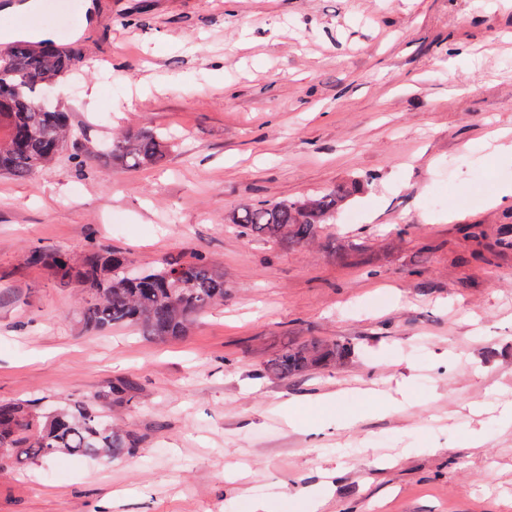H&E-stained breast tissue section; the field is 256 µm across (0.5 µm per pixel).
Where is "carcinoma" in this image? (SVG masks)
Segmentation results:
<instances>
[{
    "label": "carcinoma",
    "instance_id": "1",
    "mask_svg": "<svg viewBox=\"0 0 512 512\" xmlns=\"http://www.w3.org/2000/svg\"><path fill=\"white\" fill-rule=\"evenodd\" d=\"M81 57L77 46L59 48L45 41L18 43L0 58V173L27 179L55 158L70 135V115L47 103L48 85L73 73ZM166 145L151 129L112 138V162L143 168L163 160ZM351 196L346 188L293 201L259 200L241 210L235 223L242 233L281 243L313 240ZM28 262L51 269L62 281L77 278L86 287L84 323L94 331L132 325L158 338L183 336L189 324L224 300V279L200 256L189 264L168 263L140 270L130 278L127 259L103 244L89 245L79 265L59 250H31ZM344 347L299 345L270 363L269 371L296 376L334 360ZM17 448H29L41 459L65 452L77 457L108 458L131 452L127 436L104 425L88 404L45 413L28 402L0 403V461Z\"/></svg>",
    "mask_w": 512,
    "mask_h": 512
}]
</instances>
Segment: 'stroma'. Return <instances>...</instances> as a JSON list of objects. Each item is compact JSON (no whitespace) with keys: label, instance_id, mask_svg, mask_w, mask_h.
I'll use <instances>...</instances> for the list:
<instances>
[{"label":"stroma","instance_id":"35a3bbf8","mask_svg":"<svg viewBox=\"0 0 512 512\" xmlns=\"http://www.w3.org/2000/svg\"><path fill=\"white\" fill-rule=\"evenodd\" d=\"M33 3L84 53L50 94L67 147L0 177V402L92 404L134 450L14 451L0 512H512V164L489 139L512 130V0ZM146 128L171 138L157 167L101 154ZM353 182L313 242L235 222ZM93 240L141 269L205 256L224 300L164 341L89 330L27 256ZM310 342L347 352L267 371Z\"/></svg>","mask_w":512,"mask_h":512}]
</instances>
